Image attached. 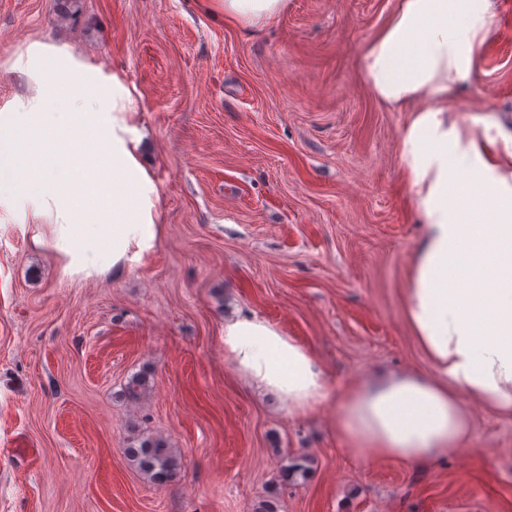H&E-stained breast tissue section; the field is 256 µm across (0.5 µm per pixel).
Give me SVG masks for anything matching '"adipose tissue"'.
<instances>
[{
	"mask_svg": "<svg viewBox=\"0 0 512 512\" xmlns=\"http://www.w3.org/2000/svg\"><path fill=\"white\" fill-rule=\"evenodd\" d=\"M227 19L258 26L288 0H223ZM497 32L496 0H397L384 26L365 43L359 73L388 109L407 113L399 159L422 238L406 290V318L431 372L370 376L332 392L313 352L265 318L224 322V352L235 370L276 394L300 415L334 400L338 439L364 461L418 464L469 446V398L512 414V134L495 122L464 131L448 102L473 80ZM113 118L112 201H137L140 218L112 215V259L131 245L146 249L159 229L154 189ZM51 200L67 190L56 179L14 172L0 193Z\"/></svg>",
	"mask_w": 512,
	"mask_h": 512,
	"instance_id": "obj_1",
	"label": "adipose tissue"
}]
</instances>
